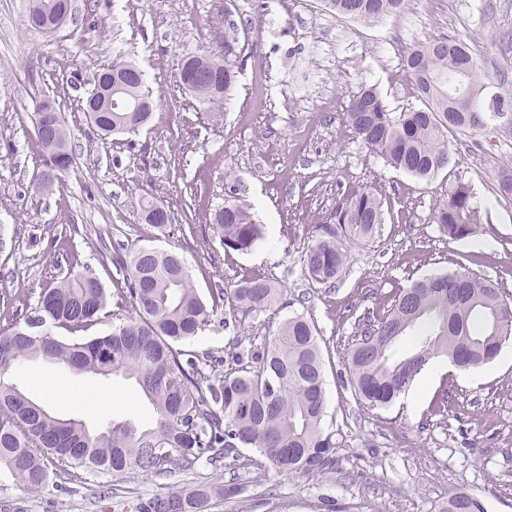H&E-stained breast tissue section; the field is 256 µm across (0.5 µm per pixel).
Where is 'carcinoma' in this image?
<instances>
[{
  "instance_id": "cac0c4a2",
  "label": "carcinoma",
  "mask_w": 512,
  "mask_h": 512,
  "mask_svg": "<svg viewBox=\"0 0 512 512\" xmlns=\"http://www.w3.org/2000/svg\"><path fill=\"white\" fill-rule=\"evenodd\" d=\"M40 28L70 0H40ZM336 15L370 19L400 14L407 0H326ZM453 36L414 46L405 57L407 73L426 101L424 110L390 112L375 88L362 89L347 112L357 138L389 166L427 180L448 167V134L477 131L505 115L504 100L480 102L477 63L451 47ZM236 42L224 37V61L198 68L199 57L183 63L182 84L195 85L204 103L219 104L236 82L231 57ZM126 112H106L94 125L106 136L134 133L151 113L133 111L148 98L142 78L127 84ZM35 133L45 162L75 164L68 147L64 114L47 100L35 105ZM147 223L161 229L171 212L144 200ZM477 206L469 186L457 184L435 209V223L451 239L475 235ZM383 223L382 205L370 190L348 193L321 223L304 263L311 281L330 288L342 276L353 245L373 240ZM226 251L250 249L263 235L250 208L227 199L212 217ZM113 263L124 270L123 285L108 293L92 276L70 272L41 289L23 321L0 329V467L23 488L37 492L53 476L83 483L97 473L141 471L165 479L195 469L206 459L219 462L239 446L252 447L281 472L322 471L332 465V435L323 431L325 397L319 333L302 315L286 319L262 354L227 369L205 371L199 360L183 359L176 348L198 334L226 307L241 326L281 302V289L265 277L238 281L230 291L212 292L206 304L174 254L142 248ZM115 303H110V300ZM118 324L102 336L85 332L101 322L109 306ZM69 332L57 335V330ZM512 337V302L493 281L470 271H453L415 280L394 296L380 318L367 319L351 344L346 365L355 396L370 407H386L405 392L430 363L446 357L467 370L491 362ZM63 366L76 374L133 379L153 406L154 426L141 429L129 420H112L91 432L75 419H60L48 404L33 400L2 379L23 361ZM236 483L174 487L165 496L140 498L135 512H209L217 499L238 495ZM441 512H484L478 499L459 492Z\"/></svg>"
}]
</instances>
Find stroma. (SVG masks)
I'll return each mask as SVG.
<instances>
[{
	"label": "stroma",
	"mask_w": 512,
	"mask_h": 512,
	"mask_svg": "<svg viewBox=\"0 0 512 512\" xmlns=\"http://www.w3.org/2000/svg\"><path fill=\"white\" fill-rule=\"evenodd\" d=\"M28 3L0 0V328L22 319L41 288L69 271L115 289L124 275L112 262L118 246L176 252L205 299L244 276H264L288 306L241 327L216 314L180 348L190 357L248 360L288 316L313 321L336 465L286 474L240 447L166 480L138 471L78 485L56 477L37 492L1 468L0 499L24 512H121L136 496L233 481L242 493L213 512H436L457 491L478 498L484 512H512V340L479 369L433 362L418 376L427 388L414 405L359 404L344 366L367 316L385 313L398 289L425 275L463 268L512 295V202L491 190L512 168V112L449 135L451 163L430 181L388 166L346 120L364 87L376 88L389 111L423 108L403 61L408 47L446 33L476 61L484 98L512 104V0H409L403 14L369 20L338 17L325 0H72L70 18L51 33L30 27ZM228 31L237 38V82L213 107L185 89L180 69L202 48L223 50ZM119 60L142 70L153 117L139 133L104 140L83 102L102 67ZM43 96L66 117L76 163L52 192L37 194L44 165L34 104ZM459 182L479 206L477 233L463 240L434 221ZM364 189L377 193L384 222L372 243L352 247L335 286L322 287L303 264L312 226L344 193ZM232 195L251 207L265 236L228 254L210 216ZM145 198L170 210L165 229L144 221ZM8 381L38 401L43 384L78 383L90 396L111 395L118 417L140 426L155 420L131 380L26 361Z\"/></svg>",
	"instance_id": "1"
}]
</instances>
